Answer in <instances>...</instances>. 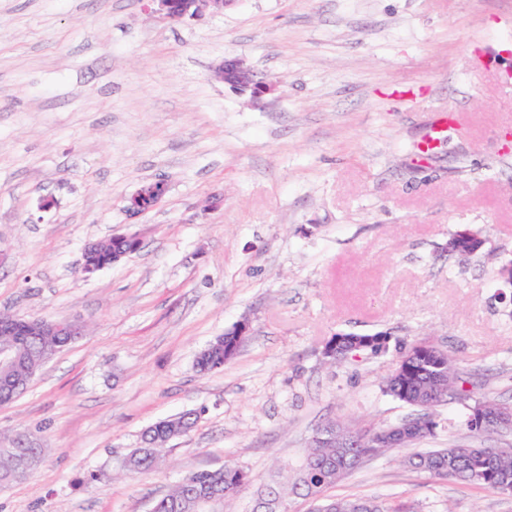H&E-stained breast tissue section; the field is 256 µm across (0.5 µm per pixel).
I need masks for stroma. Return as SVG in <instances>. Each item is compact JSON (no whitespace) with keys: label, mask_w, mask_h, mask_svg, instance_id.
Wrapping results in <instances>:
<instances>
[{"label":"stroma","mask_w":512,"mask_h":512,"mask_svg":"<svg viewBox=\"0 0 512 512\" xmlns=\"http://www.w3.org/2000/svg\"><path fill=\"white\" fill-rule=\"evenodd\" d=\"M227 55L273 91L213 81ZM157 180L161 205L129 218ZM463 228L485 240L470 257L448 252ZM128 232L141 249L84 276L85 246ZM0 252V313L89 326L0 407V431L43 450L0 512H149L228 459L253 480L228 510L251 512L325 423L418 413L382 391L396 350L324 361L339 332L431 340L471 400L512 403V0H236L179 23L147 0H0ZM243 321L235 359L199 374ZM196 409L169 464L107 478L147 427ZM466 410L436 408L432 447L512 448L510 429L449 428ZM401 456L337 494L512 512ZM168 190L165 181L158 180L150 185L142 186L126 201V213L130 218H136L149 210L157 207ZM146 201L150 202V207L147 206ZM249 332L248 323L242 322L234 327L230 336H218L213 339L198 355L196 365L198 371L207 374L224 368V365L231 362L236 356H224V346L227 348L234 341L233 336H247ZM243 338V341L245 339ZM242 341V343H243Z\"/></svg>","instance_id":"stroma-1"}]
</instances>
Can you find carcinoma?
Here are the masks:
<instances>
[{
  "instance_id": "carcinoma-1",
  "label": "carcinoma",
  "mask_w": 512,
  "mask_h": 512,
  "mask_svg": "<svg viewBox=\"0 0 512 512\" xmlns=\"http://www.w3.org/2000/svg\"><path fill=\"white\" fill-rule=\"evenodd\" d=\"M112 260V240L95 243L89 261L95 267ZM362 334L337 333L336 353L324 357L336 365L359 353L356 343ZM65 336H1L0 342L10 344L19 354L22 366L39 370L44 357L62 346ZM234 337L218 336L198 355V371L207 374L224 368L232 358L224 356V348L232 345ZM399 358L416 371V378L405 382L391 372L383 381V390L395 399L422 408V413L409 424L412 428L404 446L423 443L435 436L438 423L431 410L448 399H463L467 389L463 385L456 360L427 339L416 340L399 351ZM198 412L189 411L158 422L143 432V448L128 453L112 478L124 479L147 475L161 465L167 455V444L174 438L188 434L195 427ZM389 427L351 431L334 423L318 429L305 449L301 465L295 469H280L281 482L276 487L256 491L257 498L266 504L267 512H288L296 498L310 505L309 512H408L399 499L379 500L357 495L341 496L333 493L339 481L357 469L366 458L387 451L383 435ZM351 441L349 448L335 447L339 434ZM41 449L17 443L11 448H0V485L17 481V471L25 467L33 470L40 461ZM405 463L413 470L442 480L497 494L512 495V448H469L464 457L454 455V448L422 449L411 453ZM251 485L250 475L231 460L215 470L198 471L173 485L162 497L152 503L153 512H226L227 506Z\"/></svg>"
}]
</instances>
